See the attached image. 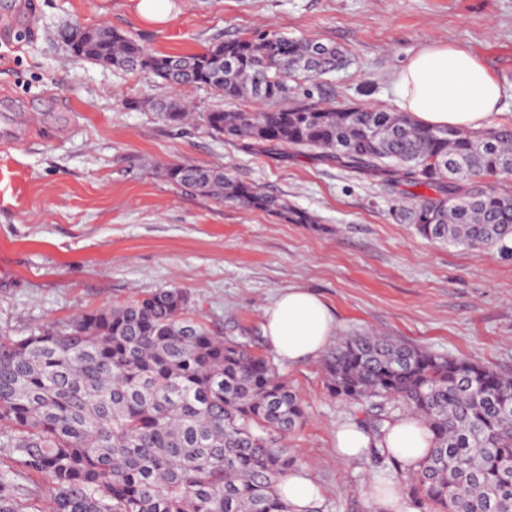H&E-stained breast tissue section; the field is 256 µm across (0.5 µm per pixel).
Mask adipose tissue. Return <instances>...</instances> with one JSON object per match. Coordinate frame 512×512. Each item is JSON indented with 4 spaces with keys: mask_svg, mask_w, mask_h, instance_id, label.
<instances>
[{
    "mask_svg": "<svg viewBox=\"0 0 512 512\" xmlns=\"http://www.w3.org/2000/svg\"><path fill=\"white\" fill-rule=\"evenodd\" d=\"M401 107L430 127L476 131L499 106L501 89L481 60L462 46L436 42L418 53L395 76ZM267 344L283 360L319 357L336 339L338 324L324 300L307 288L282 291L264 311ZM384 444L409 464H417L429 443L424 426L406 417L390 426Z\"/></svg>",
    "mask_w": 512,
    "mask_h": 512,
    "instance_id": "ef3b65f1",
    "label": "adipose tissue"
}]
</instances>
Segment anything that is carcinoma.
Listing matches in <instances>:
<instances>
[{
  "mask_svg": "<svg viewBox=\"0 0 512 512\" xmlns=\"http://www.w3.org/2000/svg\"><path fill=\"white\" fill-rule=\"evenodd\" d=\"M56 37L77 58L209 88L217 102L203 119L218 138L309 149L390 184L427 187L433 195L395 208L394 218L434 245L512 257V192L487 185L512 177L511 126L435 128L360 106L267 108L288 81L348 62L335 45L275 31L183 55L153 52L102 25L67 26ZM158 109L171 126L189 117L181 100ZM163 176L229 206L315 223L218 168L178 163ZM188 306L182 289H161L18 339L0 336L3 447L46 481L50 512H288L278 484L298 469L288 437L305 407L264 357L211 335ZM322 364L330 394L365 413L372 459L418 512H512L511 374L370 332L338 340ZM405 415L431 436L413 468L376 445ZM0 512H26L2 473Z\"/></svg>",
  "mask_w": 512,
  "mask_h": 512,
  "instance_id": "obj_1",
  "label": "carcinoma"
}]
</instances>
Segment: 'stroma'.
I'll list each match as a JSON object with an SVG mask.
<instances>
[{
	"label": "stroma",
	"instance_id": "1",
	"mask_svg": "<svg viewBox=\"0 0 512 512\" xmlns=\"http://www.w3.org/2000/svg\"><path fill=\"white\" fill-rule=\"evenodd\" d=\"M138 0H0V336L18 338L82 311L159 288L189 294L214 335L271 359L307 407L289 437L321 512H373L385 478L369 456L342 461L339 425L319 360L290 363L264 339V311L301 286L331 308L343 336L367 330L512 373V258L437 246L393 207L425 187L388 186L307 154H279L210 134L214 96L146 73L70 56L65 25H105L167 54L276 30L347 48L344 69L288 82L283 106L356 104L398 111L393 78L433 41L466 46L502 88L493 125H512V0H169L167 22ZM189 103L167 125L154 102ZM191 162L282 196L316 225L186 192L160 173Z\"/></svg>",
	"mask_w": 512,
	"mask_h": 512
}]
</instances>
